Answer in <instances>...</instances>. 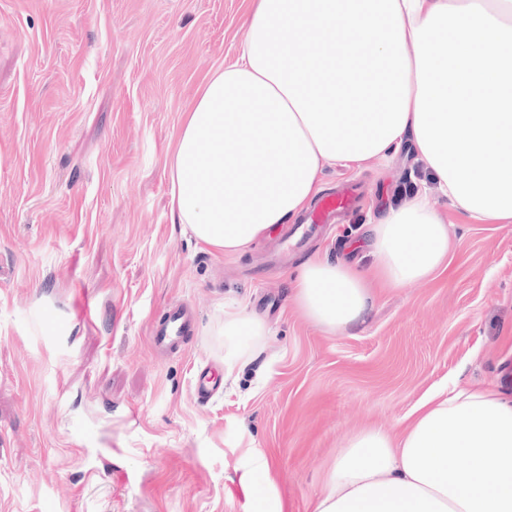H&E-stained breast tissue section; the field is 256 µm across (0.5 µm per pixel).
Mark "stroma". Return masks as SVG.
Masks as SVG:
<instances>
[{
    "instance_id": "obj_1",
    "label": "stroma",
    "mask_w": 512,
    "mask_h": 512,
    "mask_svg": "<svg viewBox=\"0 0 512 512\" xmlns=\"http://www.w3.org/2000/svg\"><path fill=\"white\" fill-rule=\"evenodd\" d=\"M249 9L0 0V512H312L352 434L400 433L448 380L512 394V223L439 192L444 271L376 289L344 332L296 304L312 258L368 270L369 225L427 181L410 145L328 171L324 191L355 181L361 208L284 268L265 261L290 225L227 257L172 223L167 154L208 74L239 54ZM172 303L195 311L176 355L149 341ZM228 304L269 334L202 405L193 375L224 369Z\"/></svg>"
}]
</instances>
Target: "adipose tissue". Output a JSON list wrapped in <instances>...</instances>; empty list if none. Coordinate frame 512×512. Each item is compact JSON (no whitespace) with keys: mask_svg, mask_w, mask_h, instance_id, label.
<instances>
[{"mask_svg":"<svg viewBox=\"0 0 512 512\" xmlns=\"http://www.w3.org/2000/svg\"><path fill=\"white\" fill-rule=\"evenodd\" d=\"M408 139L453 207L512 223V0H254L240 56L208 75L168 155L171 219L242 254L299 218L327 169L388 160ZM368 235L392 288L433 277L450 251L424 191ZM295 298L329 332L372 303L361 270L319 258L299 270ZM266 333L225 308L226 371L244 354L238 337ZM314 512H512V399L440 390L400 437L351 435Z\"/></svg>","mask_w":512,"mask_h":512,"instance_id":"1","label":"adipose tissue"}]
</instances>
